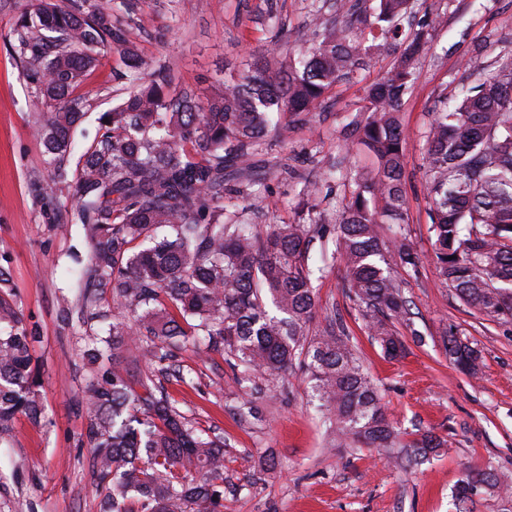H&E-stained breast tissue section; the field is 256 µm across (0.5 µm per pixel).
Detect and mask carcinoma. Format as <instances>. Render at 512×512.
<instances>
[{
    "label": "carcinoma",
    "mask_w": 512,
    "mask_h": 512,
    "mask_svg": "<svg viewBox=\"0 0 512 512\" xmlns=\"http://www.w3.org/2000/svg\"><path fill=\"white\" fill-rule=\"evenodd\" d=\"M353 20L328 25L315 14L309 45L288 69L257 64L224 80V91L204 102L169 91L158 74L104 114L97 138L70 164V129L81 119L71 91L97 62V50H124L112 25V0L83 11L40 0L17 29L20 55L43 106L39 134L56 177L74 188L72 221L90 244L79 280L86 303L102 319L93 362L123 355L137 361L169 359L170 344L202 336L242 368L271 380L301 365L327 414L334 448L396 449L410 463L444 445L423 434L409 442L388 418L375 385L344 328L306 336L316 313L310 243L336 236V254L370 335L389 359L404 352L393 322L409 320V303L393 266L415 268L419 257L401 240L406 223L401 100L429 50V25L405 32L411 0H339ZM398 42L392 67L365 93L354 143L376 160V171L347 174L354 188L329 221L319 210L324 184L299 191L296 218L262 233L255 224L225 219L224 198L248 197L237 183L251 175L250 158L274 119L309 115L333 86L366 67L375 44ZM427 135L426 177L436 268L467 306L512 319V57L461 90L453 105L440 100ZM391 236L383 239L380 225ZM150 246L135 252L131 244ZM108 290L121 311L100 309ZM271 301L276 313L266 310ZM34 331L15 304L0 296V434L15 416L39 423L44 408L32 367ZM448 356L475 376L482 354L449 332ZM91 419L84 445L99 486V512H224V441L189 427L174 403L146 383L114 374L87 387ZM491 469L467 468L453 496L459 512L475 497L500 490Z\"/></svg>",
    "instance_id": "1"
}]
</instances>
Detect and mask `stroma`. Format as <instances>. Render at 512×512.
<instances>
[{
	"instance_id": "obj_1",
	"label": "stroma",
	"mask_w": 512,
	"mask_h": 512,
	"mask_svg": "<svg viewBox=\"0 0 512 512\" xmlns=\"http://www.w3.org/2000/svg\"><path fill=\"white\" fill-rule=\"evenodd\" d=\"M38 2L0 0V271L9 278L6 295L38 334L33 356L45 415L38 424L17 415L9 434L0 435V512H99L83 444L93 370L82 357L98 324L78 322L82 288L74 277L88 244L81 225L65 219L76 201L52 178L36 132L35 86L16 50V23ZM316 10L324 21L344 20L336 0H116L112 23L141 67L131 73L122 52L100 51L71 94L83 113L72 136L74 154L93 141L100 115L156 72L167 75L173 91L202 101L223 89L229 73L261 59L276 67L296 57ZM412 12L438 23L399 112L403 234L419 257L417 268L394 269L410 305V323L395 325L405 352L388 360L372 343L343 264L327 258L334 249L328 238L311 248L317 313L307 333L322 335L331 319L342 320L396 426L411 438L433 433L447 445L412 467L366 450L329 447L327 426L298 369L245 385L222 353H200L189 343L172 348L161 368L121 360L116 372L159 387L190 425L223 438L224 512H456L453 487L469 466L493 469L512 487V321L479 313L443 284L425 176L434 105L456 99L463 85L512 54V0H413ZM396 56L391 46L375 51L365 70L338 82L305 120L281 118L253 157L255 183L241 222H293L302 184L322 179L332 163L351 172L374 170L367 150L347 147L345 125ZM450 331L481 350L477 376L450 360L443 345ZM245 398L258 418H240L237 406Z\"/></svg>"
}]
</instances>
